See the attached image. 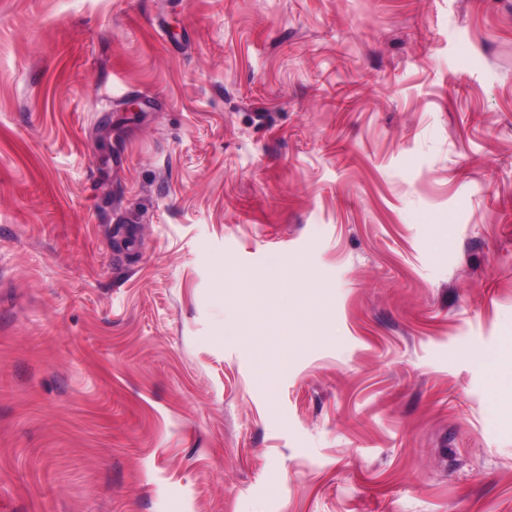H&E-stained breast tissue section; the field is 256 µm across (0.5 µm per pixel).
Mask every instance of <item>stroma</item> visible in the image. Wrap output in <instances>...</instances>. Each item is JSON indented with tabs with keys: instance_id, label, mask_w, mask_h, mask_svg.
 <instances>
[{
	"instance_id": "35a3bbf8",
	"label": "stroma",
	"mask_w": 512,
	"mask_h": 512,
	"mask_svg": "<svg viewBox=\"0 0 512 512\" xmlns=\"http://www.w3.org/2000/svg\"><path fill=\"white\" fill-rule=\"evenodd\" d=\"M0 512H512V0H0Z\"/></svg>"
}]
</instances>
